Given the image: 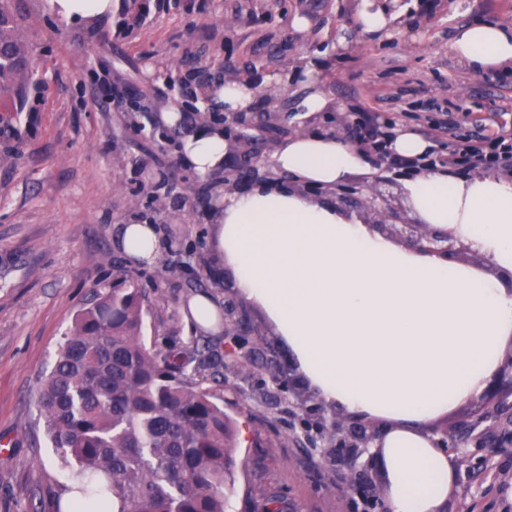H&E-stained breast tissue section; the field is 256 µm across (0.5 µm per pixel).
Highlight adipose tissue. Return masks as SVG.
<instances>
[{
	"mask_svg": "<svg viewBox=\"0 0 512 512\" xmlns=\"http://www.w3.org/2000/svg\"><path fill=\"white\" fill-rule=\"evenodd\" d=\"M456 57L472 70L512 63V28H458ZM224 129L185 141L183 162L220 170ZM296 183L333 187L367 169L361 150L328 134L294 133L272 157ZM420 223L471 242L485 266L400 247L359 220L278 182L223 195L211 246L238 297L286 342L302 381L326 405L381 422L377 462L386 512H441L455 485L451 456L428 431L479 394L512 350V179L431 170L403 187ZM119 249L158 263L155 225H122Z\"/></svg>",
	"mask_w": 512,
	"mask_h": 512,
	"instance_id": "1",
	"label": "adipose tissue"
}]
</instances>
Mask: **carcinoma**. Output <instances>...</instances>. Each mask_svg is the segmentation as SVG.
I'll return each instance as SVG.
<instances>
[{
    "label": "carcinoma",
    "mask_w": 512,
    "mask_h": 512,
    "mask_svg": "<svg viewBox=\"0 0 512 512\" xmlns=\"http://www.w3.org/2000/svg\"><path fill=\"white\" fill-rule=\"evenodd\" d=\"M9 2L0 0V84L18 112L39 79ZM144 298L122 280L76 315L37 394L46 434L70 465L80 512H225L233 422L188 374L219 359L203 346L148 347Z\"/></svg>",
    "instance_id": "carcinoma-1"
}]
</instances>
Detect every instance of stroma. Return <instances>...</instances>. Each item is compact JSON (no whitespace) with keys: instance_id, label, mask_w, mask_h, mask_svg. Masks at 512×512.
<instances>
[{"instance_id":"35a3bbf8","label":"stroma","mask_w":512,"mask_h":512,"mask_svg":"<svg viewBox=\"0 0 512 512\" xmlns=\"http://www.w3.org/2000/svg\"><path fill=\"white\" fill-rule=\"evenodd\" d=\"M404 10L384 36L362 33L360 0H118L112 16L85 25L51 13L46 0H12L39 61L41 81L22 111L0 96V512H59L66 473L50 447L36 404L65 333L97 292L125 278L144 288L145 340L165 351L200 338L183 312L193 289L223 310L246 315L251 371L224 365L228 383L206 386L236 426L240 464L228 512H379L377 459L364 455L372 488L336 483L345 463L329 453L342 412L326 407L298 377L266 318L230 288L209 245L218 197L210 177L182 161L199 126L196 80L237 74L265 89L249 117L288 113L289 127L347 142L345 113H373L378 125L444 135L449 106L466 103L464 127L512 131V65L475 72L452 51L457 28L474 21L512 25V0H377ZM141 25L127 30L130 5ZM307 21L297 29L295 18ZM316 63L326 106L299 108L305 66ZM279 85L266 87L268 76ZM177 112V124L162 121ZM156 225L167 245L155 266L131 262L116 246L122 224ZM277 361L285 383L265 370ZM493 419H485L488 409ZM479 421L488 443L452 449L455 488L444 512H512V396L476 395L432 426L434 436Z\"/></svg>"}]
</instances>
